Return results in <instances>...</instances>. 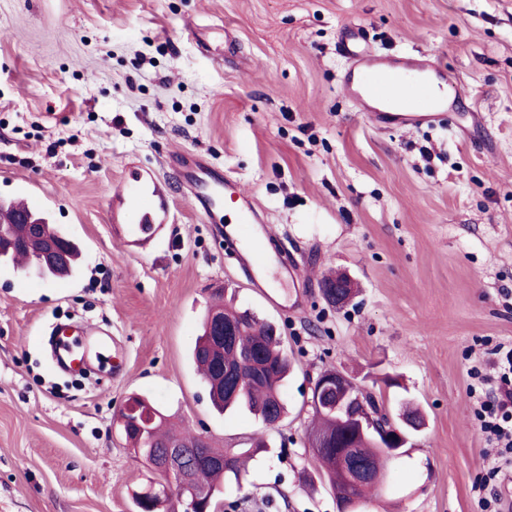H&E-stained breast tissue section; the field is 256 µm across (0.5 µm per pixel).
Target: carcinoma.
<instances>
[{"label":"carcinoma","mask_w":512,"mask_h":512,"mask_svg":"<svg viewBox=\"0 0 512 512\" xmlns=\"http://www.w3.org/2000/svg\"><path fill=\"white\" fill-rule=\"evenodd\" d=\"M15 208L11 203L0 201V234L15 238L17 246L10 252H0V261L12 264L26 270H31L35 257L43 249L45 243L54 240L68 239V234L59 224H44L40 232L32 234L22 224L11 223ZM78 260L76 244H71V254L63 266L44 267L34 271L40 279H56L74 271ZM217 305L224 307V313L234 318L243 316L246 321L240 336L237 337V348L224 351V364L229 367L237 366L238 355L253 352L255 364L253 378L250 379L237 393H229L221 388L210 389V398L214 407L221 411L244 409L268 423L271 413L282 418L287 408L278 402L279 391L284 387L290 373V362L284 350L280 337L273 335L272 324L262 321L255 316L219 301ZM219 347L208 335L207 323H202V333L191 351V361L197 372L208 381L215 374L214 361ZM322 409L313 411V424L308 434V444L312 453L321 463V473L328 486L334 488L345 484L346 478L341 470L336 454L321 447L325 441H344L355 447L361 457L368 463L374 475L375 483L385 484L387 479L381 471L382 449L374 448L362 437L355 435L351 416L357 413L360 406L353 400H347L343 409H336L334 401H320ZM126 441L133 449L141 454L152 452L156 447L169 439L179 438L190 441L193 435L177 431L166 426L165 416H159L148 428L144 429L134 422H127L123 427ZM265 448L262 441H255L251 447L239 451L235 448L211 449V453L224 458V467H216L202 463L195 471V479L199 485L206 488L211 495V507L218 506L223 495L224 485L228 482L240 481L243 457H254Z\"/></svg>","instance_id":"carcinoma-1"}]
</instances>
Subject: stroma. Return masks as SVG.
<instances>
[{
	"mask_svg": "<svg viewBox=\"0 0 512 512\" xmlns=\"http://www.w3.org/2000/svg\"><path fill=\"white\" fill-rule=\"evenodd\" d=\"M348 24L380 51L438 58L493 150L445 128H373L340 86ZM183 152L207 157L225 202L250 200L265 222L263 289L188 205L169 164ZM132 162L172 184L144 250L109 220ZM33 182L36 211L81 262L61 280L0 265V512H136L153 474L116 423L133 393L213 447L265 441L224 512H338L307 441L327 369L367 387L396 375L383 401L411 398L426 418L372 512H485L469 387L512 343V0H0V200ZM341 272L356 293L334 306L321 282ZM215 288L283 338L277 426L218 413L189 363ZM68 320L95 327L81 349L109 379L55 367L40 336Z\"/></svg>",
	"mask_w": 512,
	"mask_h": 512,
	"instance_id": "35a3bbf8",
	"label": "stroma"
}]
</instances>
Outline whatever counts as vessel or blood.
<instances>
[{"instance_id":"vessel-or-blood-1","label":"vessel or blood","mask_w":512,"mask_h":512,"mask_svg":"<svg viewBox=\"0 0 512 512\" xmlns=\"http://www.w3.org/2000/svg\"><path fill=\"white\" fill-rule=\"evenodd\" d=\"M339 51L347 61L341 84L357 111L365 113L377 129H418L452 122L445 99L418 92L419 85L445 84L447 77L427 55H389L372 48L359 26L345 28ZM208 164L196 162L179 175L190 190L189 203L202 215L217 208L222 185L211 180ZM112 220L116 235L127 241L151 237L163 224L166 200L156 179L139 169H129L122 189L115 191ZM260 217L254 206L241 209L236 230L225 233L226 245L252 241Z\"/></svg>"}]
</instances>
